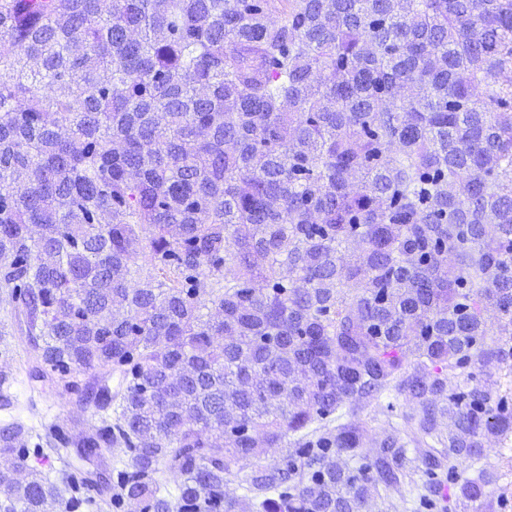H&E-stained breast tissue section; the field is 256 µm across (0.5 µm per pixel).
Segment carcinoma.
<instances>
[{
	"mask_svg": "<svg viewBox=\"0 0 512 512\" xmlns=\"http://www.w3.org/2000/svg\"><path fill=\"white\" fill-rule=\"evenodd\" d=\"M0 321V512H496L512 0H0ZM14 406L9 410H0V421L19 419L29 427L39 428L41 424L57 418L73 419L77 423L75 430H91L100 425V421L90 413L78 410L69 397L54 390H32L25 375L18 374L11 385ZM33 405V406H32Z\"/></svg>",
	"mask_w": 512,
	"mask_h": 512,
	"instance_id": "cac0c4a2",
	"label": "carcinoma"
}]
</instances>
